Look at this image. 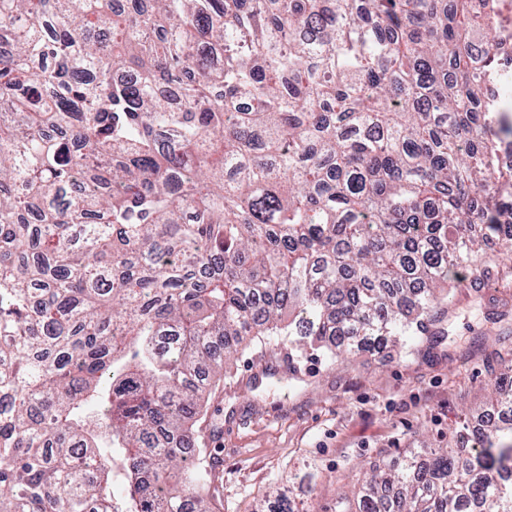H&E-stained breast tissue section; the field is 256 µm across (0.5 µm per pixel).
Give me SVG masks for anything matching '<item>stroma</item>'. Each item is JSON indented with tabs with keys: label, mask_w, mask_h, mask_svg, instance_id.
<instances>
[{
	"label": "stroma",
	"mask_w": 512,
	"mask_h": 512,
	"mask_svg": "<svg viewBox=\"0 0 512 512\" xmlns=\"http://www.w3.org/2000/svg\"><path fill=\"white\" fill-rule=\"evenodd\" d=\"M510 343L512 286H500L444 289L428 334L400 349L308 362L286 388L259 371L282 349L240 351L195 425L218 485L216 512H258L274 486L296 490L292 477L308 466L319 476L304 503L332 512L373 466L447 444L460 418L482 423L486 358Z\"/></svg>",
	"instance_id": "35a3bbf8"
}]
</instances>
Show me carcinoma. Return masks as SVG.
I'll list each match as a JSON object with an SVG mask.
<instances>
[{
	"label": "carcinoma",
	"mask_w": 512,
	"mask_h": 512,
	"mask_svg": "<svg viewBox=\"0 0 512 512\" xmlns=\"http://www.w3.org/2000/svg\"><path fill=\"white\" fill-rule=\"evenodd\" d=\"M511 34L508 0H0V512H213L193 426L240 347L402 343L512 274ZM488 372L492 432L347 512H512V348Z\"/></svg>",
	"instance_id": "cac0c4a2"
}]
</instances>
